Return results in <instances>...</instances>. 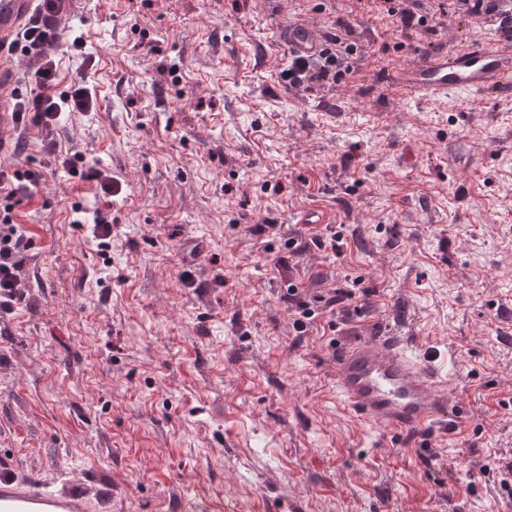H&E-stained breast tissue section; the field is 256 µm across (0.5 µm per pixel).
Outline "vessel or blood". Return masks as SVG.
<instances>
[{"label": "vessel or blood", "instance_id": "vessel-or-blood-1", "mask_svg": "<svg viewBox=\"0 0 512 512\" xmlns=\"http://www.w3.org/2000/svg\"><path fill=\"white\" fill-rule=\"evenodd\" d=\"M37 0H0V165L12 154L11 137L22 128L16 96L22 79L11 48L34 18ZM488 26L498 33L493 46L464 45L448 52L402 62L384 74L394 93L441 98L458 91L512 93V40L502 39L500 19ZM324 33L315 22L298 19L282 31L289 57L312 58ZM405 339L391 330H366L358 340L337 341L334 354L336 389L347 406L373 427L418 437L426 430L460 428L465 407L456 400L431 358H412ZM104 496L90 495L85 484L55 483L20 472L0 457V512H103Z\"/></svg>", "mask_w": 512, "mask_h": 512}]
</instances>
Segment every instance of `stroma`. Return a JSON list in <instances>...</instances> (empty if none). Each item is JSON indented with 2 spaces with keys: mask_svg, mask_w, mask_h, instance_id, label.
<instances>
[{
  "mask_svg": "<svg viewBox=\"0 0 512 512\" xmlns=\"http://www.w3.org/2000/svg\"><path fill=\"white\" fill-rule=\"evenodd\" d=\"M73 0L56 51L57 153L18 149L37 230L0 310V455L112 491V512H506L512 482V99L395 96V61L454 50L452 0ZM347 25L339 83L292 90L281 31ZM102 212L112 241L75 229ZM314 209L332 224H301ZM439 354L468 429L426 451L336 395L326 318L297 332L276 264ZM62 168L71 177H77V174H79L80 179L83 181H96L99 184L100 189L110 196L115 193L117 194L122 190V186L118 183V181H114L111 175H107L101 169L89 167L87 171L80 173L77 171V168L72 163V161L67 158L62 161Z\"/></svg>",
  "mask_w": 512,
  "mask_h": 512,
  "instance_id": "obj_1",
  "label": "stroma"
}]
</instances>
